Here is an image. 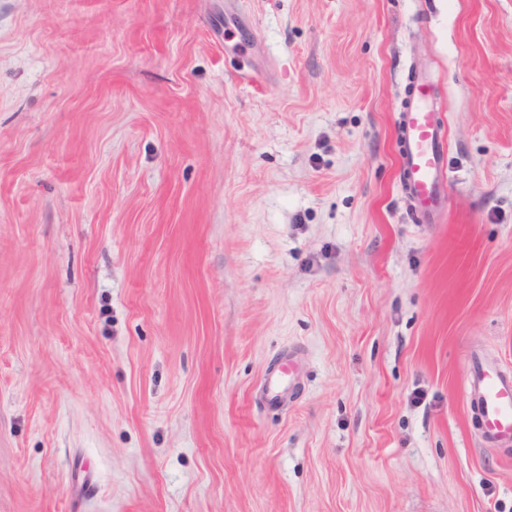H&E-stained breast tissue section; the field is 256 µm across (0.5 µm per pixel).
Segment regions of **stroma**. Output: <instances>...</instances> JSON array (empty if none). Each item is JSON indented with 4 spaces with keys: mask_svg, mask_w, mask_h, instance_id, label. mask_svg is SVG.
<instances>
[{
    "mask_svg": "<svg viewBox=\"0 0 512 512\" xmlns=\"http://www.w3.org/2000/svg\"><path fill=\"white\" fill-rule=\"evenodd\" d=\"M475 351L512 371V0H0V512H512ZM398 132L405 199L421 224H439L448 199L446 127L427 61L411 66ZM296 370L294 354H288V374L284 371L268 373L263 381V390L271 401L281 398L287 391L290 392L293 385V375Z\"/></svg>",
    "mask_w": 512,
    "mask_h": 512,
    "instance_id": "1",
    "label": "stroma"
}]
</instances>
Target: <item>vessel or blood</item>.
I'll return each instance as SVG.
<instances>
[{
  "instance_id": "vessel-or-blood-1",
  "label": "vessel or blood",
  "mask_w": 512,
  "mask_h": 512,
  "mask_svg": "<svg viewBox=\"0 0 512 512\" xmlns=\"http://www.w3.org/2000/svg\"><path fill=\"white\" fill-rule=\"evenodd\" d=\"M398 132L405 199L419 222L440 223L448 199L446 127L428 62L411 67ZM292 385V374L283 371L268 373L263 381L264 391L274 401L290 391ZM467 396L480 417L486 441L512 442V372L492 361L475 358Z\"/></svg>"
}]
</instances>
